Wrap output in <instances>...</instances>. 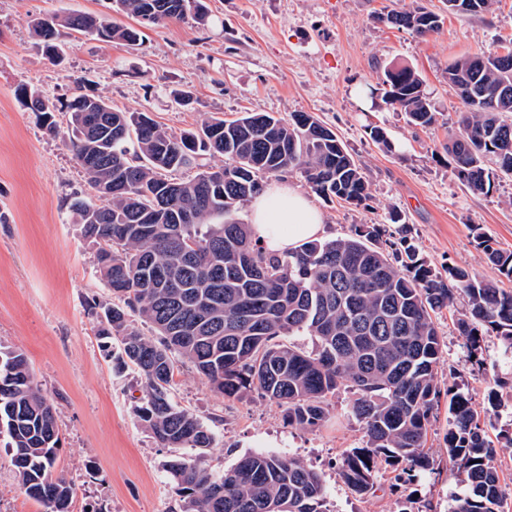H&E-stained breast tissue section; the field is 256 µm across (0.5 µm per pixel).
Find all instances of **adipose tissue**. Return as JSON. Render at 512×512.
<instances>
[{
    "mask_svg": "<svg viewBox=\"0 0 512 512\" xmlns=\"http://www.w3.org/2000/svg\"><path fill=\"white\" fill-rule=\"evenodd\" d=\"M250 224L254 237L271 254L286 253L323 231L322 216L312 202L282 179L268 183L255 195Z\"/></svg>",
    "mask_w": 512,
    "mask_h": 512,
    "instance_id": "adipose-tissue-1",
    "label": "adipose tissue"
}]
</instances>
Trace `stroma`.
Instances as JSON below:
<instances>
[{"label": "stroma", "mask_w": 512, "mask_h": 512, "mask_svg": "<svg viewBox=\"0 0 512 512\" xmlns=\"http://www.w3.org/2000/svg\"><path fill=\"white\" fill-rule=\"evenodd\" d=\"M206 3L207 26L146 28L134 46L69 38L59 68L32 33L35 19L82 12L125 25L128 17L114 15L111 0H0V347L24 353L54 404L63 434L56 469L76 487L71 512H172L163 470L171 452L138 421L140 373L114 370L98 346L88 305L108 291L67 209L84 179L63 135L48 133L22 105L19 84L60 102L82 92L100 95L117 109L149 111L176 132L212 114L312 113L360 164L371 195L360 207L315 198L324 238L347 237L366 224L384 225L394 235L403 224L432 269L460 266L512 291V280L487 261L473 235L481 227L495 247L512 251V177H497L489 193L472 192L457 179L447 151L463 109L448 85V67L481 50H512V0H498L481 16L448 13L443 0ZM416 6L442 14L438 33L419 38L380 19L388 10ZM389 63L408 64L419 74L436 109L431 128L411 125L404 113L370 98ZM174 88L192 91L194 109L173 101ZM374 127L386 144L372 139ZM394 212L401 224L391 222ZM466 308L460 296L435 316L440 383L480 408L489 390H497L502 405L487 415L486 429L493 439L512 436V349L486 332L483 364L473 366L456 326ZM174 396L215 431L205 456L211 468H230L254 452L299 458L322 476L329 512H452L466 492L448 459L444 402L425 447L432 469L407 479L400 468L379 465L373 490L360 495L339 476L342 455L367 443L351 412L356 392L350 385L337 389L327 422L312 430L288 425L279 405L258 392L225 398L188 365ZM0 512H44L21 490L3 447Z\"/></svg>", "instance_id": "35a3bbf8"}]
</instances>
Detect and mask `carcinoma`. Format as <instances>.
Returning <instances> with one entry per match:
<instances>
[{
	"mask_svg": "<svg viewBox=\"0 0 512 512\" xmlns=\"http://www.w3.org/2000/svg\"><path fill=\"white\" fill-rule=\"evenodd\" d=\"M493 2L445 5L452 13L481 15ZM112 9L144 27L210 22L205 0H112ZM383 20L422 38L442 24L424 7L392 10ZM65 29L109 43L140 40L138 29L90 15L38 19L34 34L56 66L65 60ZM447 74L464 107L448 154L457 178L485 193L496 176L512 175V51L460 58ZM498 89L507 91L506 112L482 99V92ZM381 91L383 103L411 124H435L413 67L385 65ZM17 95L50 133L59 132L55 113L65 114L67 147L85 181L68 209L95 249V273L110 293L92 302L88 314L115 370L133 367L142 376L138 418L161 447L176 451L164 472L179 512H326L321 475L298 458L249 453L222 472L206 464L215 433L173 395L184 363L227 398L261 392L301 429L324 422L328 396L351 383L359 393L352 414L368 440L343 455L339 475L359 494L373 489L380 461L403 463L407 473L431 469L424 448L433 411L446 395L448 457L468 486L452 512H502L497 450L484 420L470 398L441 390L434 315L459 296L467 299L457 328L467 358L478 364L483 327L512 349V291L463 267L436 272L408 236L395 242L379 225L273 255L235 218L263 179L293 170L326 200L366 204L367 180L334 131L308 112H243L234 119L211 115L174 133L150 113L115 109L101 96L79 94L59 105L26 83ZM206 156L224 164L210 165ZM475 238L512 279V252L481 232ZM301 335L311 337L312 350L291 342ZM0 436L24 493L46 512H69L75 487L54 471L62 448L55 409L17 350H0Z\"/></svg>",
	"mask_w": 512,
	"mask_h": 512,
	"instance_id": "cac0c4a2",
	"label": "carcinoma"
}]
</instances>
